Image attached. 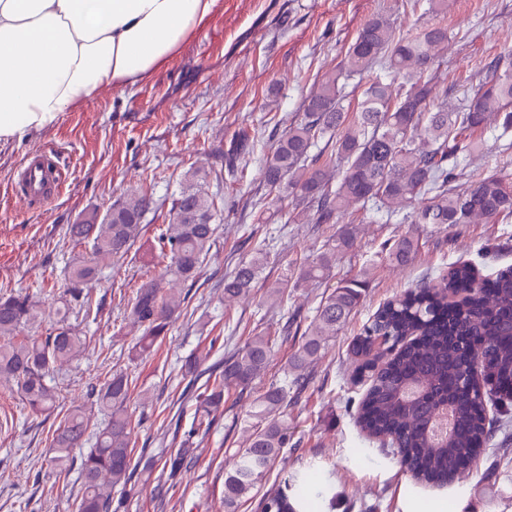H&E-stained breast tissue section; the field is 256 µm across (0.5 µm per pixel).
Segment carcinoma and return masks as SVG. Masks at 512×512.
Instances as JSON below:
<instances>
[{
	"label": "carcinoma",
	"instance_id": "obj_1",
	"mask_svg": "<svg viewBox=\"0 0 512 512\" xmlns=\"http://www.w3.org/2000/svg\"><path fill=\"white\" fill-rule=\"evenodd\" d=\"M447 45L448 27L440 23L401 34L391 16H372L349 46L345 65L323 75L305 98L301 116L273 143L263 165L266 186L272 193L296 196L307 222L328 233L298 268L294 287L329 275L337 256L351 246L352 224L361 215L373 212L388 222L401 212L410 224L445 229L512 216V185L497 174L472 169L487 126L495 124L504 136L512 130V50L479 61L474 75L485 78L450 100L448 87L439 90L433 80L423 79ZM357 78L366 82L351 111L344 106L345 90ZM322 141L333 156L316 151ZM253 147L254 139L245 133L232 138L224 151L225 167L234 168ZM468 176L470 183L460 185ZM210 177L209 169L189 168L172 203L171 223L159 228L152 252L159 272L141 281L127 311L141 330L132 346L137 357L151 354L172 318L183 312L187 296L175 285L196 283L216 243ZM152 204L148 192L131 189L104 213L93 211L67 226L69 242L89 248L91 257L70 266L56 320L40 335L27 333L38 322L29 295H0V379L13 383L28 415L48 418L54 411V373L91 342L71 322L74 313L91 309L84 284L113 261L128 258ZM416 252L411 236L385 248L386 257L398 264L411 262ZM268 259L266 245L254 248L224 277V297L250 292ZM364 284L359 277L348 279L324 297L291 367L253 400L247 414L249 444L224 472V512H238L288 447V405L309 383L306 366L360 305ZM450 294L462 298L450 303ZM475 348L484 356L483 389L469 378ZM272 349L270 337L250 336L224 359L218 376L205 381L195 395L190 431L179 447L160 456L162 472L150 489L152 499L169 497L179 475L194 463V436L210 430L211 413L224 405L226 393L242 392L263 375ZM351 352L362 360L360 374L370 378L359 407L362 430L370 438L387 439L417 481L444 485L476 465L496 433L512 436V268L478 279L470 265L462 264L448 278L388 301L353 339ZM131 385L129 375L116 369L94 391L107 421L88 453L74 455L88 430L81 410L62 414L53 430L43 462L59 474L78 467L82 492L72 512H128L127 493L137 469L128 412ZM488 401L501 408L492 423L486 419ZM259 508L301 512L302 504L288 489L277 488L264 493Z\"/></svg>",
	"mask_w": 512,
	"mask_h": 512
}]
</instances>
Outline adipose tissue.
I'll return each mask as SVG.
<instances>
[{
	"label": "adipose tissue",
	"instance_id": "1",
	"mask_svg": "<svg viewBox=\"0 0 512 512\" xmlns=\"http://www.w3.org/2000/svg\"><path fill=\"white\" fill-rule=\"evenodd\" d=\"M219 0H0V144L54 127L110 86L134 87Z\"/></svg>",
	"mask_w": 512,
	"mask_h": 512
}]
</instances>
